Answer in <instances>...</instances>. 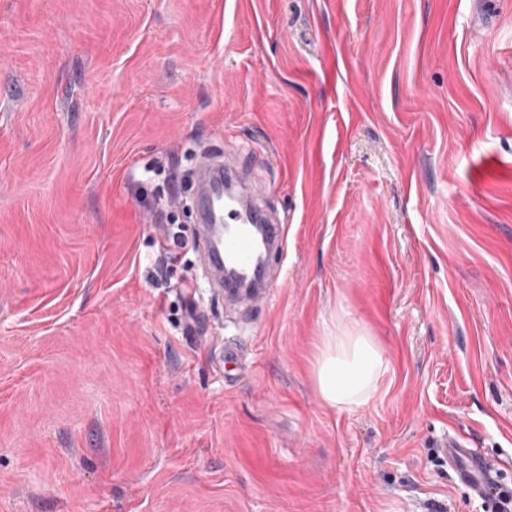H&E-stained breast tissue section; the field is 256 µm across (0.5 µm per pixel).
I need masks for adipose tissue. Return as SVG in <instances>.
Instances as JSON below:
<instances>
[{"instance_id":"ef3b65f1","label":"adipose tissue","mask_w":512,"mask_h":512,"mask_svg":"<svg viewBox=\"0 0 512 512\" xmlns=\"http://www.w3.org/2000/svg\"><path fill=\"white\" fill-rule=\"evenodd\" d=\"M314 373L324 402L340 408L358 407L379 387L385 373L383 352L366 330L338 325L323 337Z\"/></svg>"}]
</instances>
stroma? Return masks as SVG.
<instances>
[{"label": "stroma", "instance_id": "stroma-1", "mask_svg": "<svg viewBox=\"0 0 512 512\" xmlns=\"http://www.w3.org/2000/svg\"><path fill=\"white\" fill-rule=\"evenodd\" d=\"M203 148L288 226L246 307L155 221ZM445 436L512 489V0H0V512H488ZM385 370L382 349L373 336L336 323L323 336L314 364L321 399L339 408L365 404L378 390ZM436 448H440L439 453L444 458H448L462 484L483 498H488L490 491L487 488L495 487L492 477L493 468L490 464L482 457L463 448L460 442L448 440V437L437 441ZM460 458L465 461V464L459 462Z\"/></svg>", "mask_w": 512, "mask_h": 512}]
</instances>
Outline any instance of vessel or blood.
Returning <instances> with one entry per match:
<instances>
[{"label":"vessel or blood","instance_id":"b4317fda","mask_svg":"<svg viewBox=\"0 0 512 512\" xmlns=\"http://www.w3.org/2000/svg\"><path fill=\"white\" fill-rule=\"evenodd\" d=\"M242 170L208 153L196 164L193 207L198 232L194 252L212 293L230 300L271 294L273 255L285 249V227L250 209L235 187ZM436 446L448 458L462 484L480 496L493 487L492 468L460 442L440 439Z\"/></svg>","mask_w":512,"mask_h":512}]
</instances>
